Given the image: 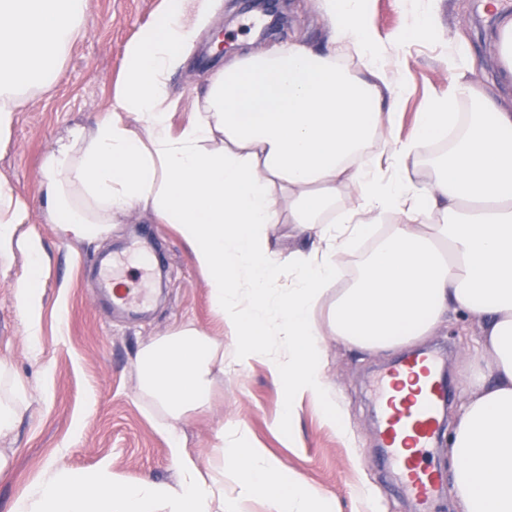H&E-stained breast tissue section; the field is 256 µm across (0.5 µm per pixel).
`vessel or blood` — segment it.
Listing matches in <instances>:
<instances>
[{"label": "vessel or blood", "instance_id": "1", "mask_svg": "<svg viewBox=\"0 0 512 512\" xmlns=\"http://www.w3.org/2000/svg\"><path fill=\"white\" fill-rule=\"evenodd\" d=\"M447 398L432 351L406 358L378 386L377 416L387 457L404 492L424 510L439 493L441 475L424 464L423 456L433 445Z\"/></svg>", "mask_w": 512, "mask_h": 512}]
</instances>
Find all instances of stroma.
<instances>
[{"mask_svg":"<svg viewBox=\"0 0 512 512\" xmlns=\"http://www.w3.org/2000/svg\"><path fill=\"white\" fill-rule=\"evenodd\" d=\"M285 20L270 37L280 44L301 39L318 46L325 40L316 0H281ZM422 0H367L372 34L388 46V64L403 73L406 87L391 137L405 138L429 96L448 84V52L457 36H465L475 59L473 78L488 85L497 76L491 52L498 11L512 13V0L487 10L484 0H440V28L431 38L395 43V35L411 23ZM248 0H219L208 27L200 32L184 63L170 76L175 104L171 128L180 130L191 117L190 101L201 93L208 76L223 67L210 52L216 30H223L237 50L255 47L247 25ZM162 0H90L85 35L70 45L51 88L30 90L16 113L9 141L0 144V175L27 201L35 231L48 256L44 290L40 356L27 345L26 325L15 294L27 264L16 255L0 271V361L10 365L29 392L24 418L7 435L0 450L9 460L0 475V512H10L13 500L53 463L89 470L103 458L113 471L136 483L150 480L171 485L177 472L168 441L156 425L154 411L136 393L134 363L140 347L153 337L190 323L210 334L221 331L209 301L206 279L194 263L188 244L173 225L160 223L142 207H131L109 236L76 241L58 225L44 221L45 199L40 166L54 139L74 123L93 125L101 119L121 83L125 49L139 30L161 24ZM147 253L149 265L140 284L149 301L135 313L112 309L102 290L103 261ZM479 320L458 313L449 316L415 348L438 352L447 359L453 399L449 418H456L468 400L469 356L478 347ZM236 342L224 340V371L216 375L209 403L188 412L178 425L181 442L200 464H207L215 434L223 426H240L251 446L265 449L285 470L311 488L335 497L340 512H368L359 495L370 490L378 512H419L398 487L384 464L372 385L400 360V349L370 352L325 339L324 377L346 432L331 428L312 399L297 409L294 438L274 429L283 411L280 381L271 364L258 359L235 364ZM80 437H73L74 423ZM432 464L445 488L429 512H460L450 491L454 464L447 438L436 440Z\"/></svg>","mask_w":512,"mask_h":512,"instance_id":"obj_1","label":"stroma"}]
</instances>
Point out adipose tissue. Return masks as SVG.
I'll return each instance as SVG.
<instances>
[{"label":"adipose tissue","instance_id":"obj_1","mask_svg":"<svg viewBox=\"0 0 512 512\" xmlns=\"http://www.w3.org/2000/svg\"><path fill=\"white\" fill-rule=\"evenodd\" d=\"M218 0H164L165 23L140 30L125 51L124 83L105 119L68 126L41 165L45 220L79 240L107 235L135 205L176 225L203 272L211 307L226 329L212 336L183 326L138 352V391L157 412L176 484L128 483L109 459L88 471L50 465L11 512H242L251 497L269 512H336L334 497L304 485L240 429L217 431L198 466L176 424L205 406L224 369V339L237 363L283 350L273 368L284 390L277 429L298 403L316 399L327 423L345 425L323 376L326 336L371 351L428 335L449 311L482 321L481 349L493 380L478 377L451 434L453 489L462 512H512V15L494 40L496 81L476 85L449 54L452 76L428 99L413 133L381 140L404 83L384 65L363 0H319L330 37L291 42L227 60L191 102L193 118L168 128L169 76L211 21ZM89 0H0V142L9 138L25 92L50 85L64 51L85 31ZM354 49L360 72L338 56ZM468 99L474 108L459 115ZM448 152L425 157L429 183L409 166L434 140ZM354 188L346 197V188ZM27 202L0 176V260L23 254L28 274L14 288L31 348L41 333L44 246L29 231ZM289 222L317 244L282 258L266 229ZM392 223L350 284L336 288L337 255ZM293 275L279 284L278 273ZM0 435L28 406V390L0 363ZM233 469L238 495L224 498Z\"/></svg>","mask_w":512,"mask_h":512}]
</instances>
